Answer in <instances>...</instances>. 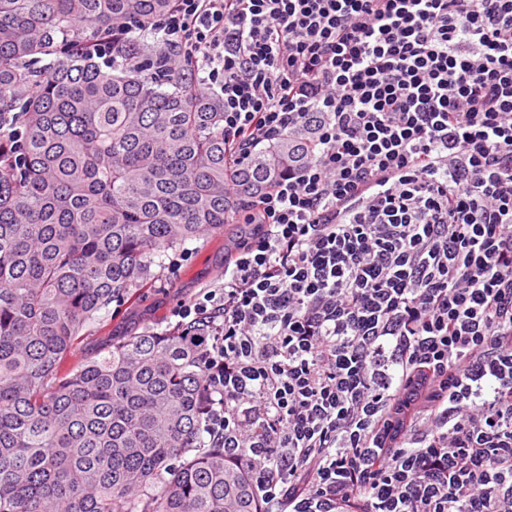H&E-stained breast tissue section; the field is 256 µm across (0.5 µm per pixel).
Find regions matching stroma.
Listing matches in <instances>:
<instances>
[{"label": "stroma", "mask_w": 512, "mask_h": 512, "mask_svg": "<svg viewBox=\"0 0 512 512\" xmlns=\"http://www.w3.org/2000/svg\"><path fill=\"white\" fill-rule=\"evenodd\" d=\"M235 232V225L229 224L223 233L194 240L186 244L183 251L165 252L148 292L140 300L102 310L98 318L86 326L84 336L72 353V362H79L102 349L112 336L147 328L162 330L174 323V311L181 302L190 301L201 290L214 285L224 267V238Z\"/></svg>", "instance_id": "stroma-1"}]
</instances>
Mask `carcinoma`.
I'll list each match as a JSON object with an SVG mask.
<instances>
[{
	"instance_id": "cac0c4a2",
	"label": "carcinoma",
	"mask_w": 512,
	"mask_h": 512,
	"mask_svg": "<svg viewBox=\"0 0 512 512\" xmlns=\"http://www.w3.org/2000/svg\"><path fill=\"white\" fill-rule=\"evenodd\" d=\"M172 0H0V512H254L202 435L190 337L140 333L70 363L160 252L224 230L288 170V139L231 167L224 109L88 46Z\"/></svg>"
}]
</instances>
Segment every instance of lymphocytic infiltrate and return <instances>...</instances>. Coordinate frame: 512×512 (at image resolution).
Here are the masks:
<instances>
[{
	"label": "lymphocytic infiltrate",
	"mask_w": 512,
	"mask_h": 512,
	"mask_svg": "<svg viewBox=\"0 0 512 512\" xmlns=\"http://www.w3.org/2000/svg\"><path fill=\"white\" fill-rule=\"evenodd\" d=\"M233 164L314 152L176 309L255 512H512V0H173Z\"/></svg>",
	"instance_id": "obj_1"
}]
</instances>
